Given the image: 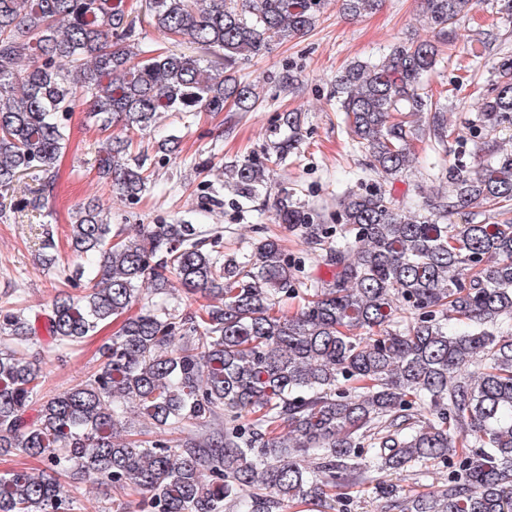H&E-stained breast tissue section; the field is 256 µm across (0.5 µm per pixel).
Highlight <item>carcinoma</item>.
<instances>
[{
	"mask_svg": "<svg viewBox=\"0 0 512 512\" xmlns=\"http://www.w3.org/2000/svg\"><path fill=\"white\" fill-rule=\"evenodd\" d=\"M325 0H151L160 32L213 50L224 66L159 52L136 32L127 0H0V191L23 175V207H44L66 144L58 114L81 107L120 128L99 173L133 198L153 173L132 154V134L163 112L252 111L257 85L236 64L305 36ZM381 0H344L359 17ZM474 0H424L430 26L453 34ZM431 41L398 46L336 75V105L352 140L382 177L416 159L409 117L427 111L422 77L436 69ZM288 131L266 162L230 166L228 187L258 196L296 149L302 113H281ZM512 129V55L503 54L468 130ZM429 130L441 146L464 135L437 106ZM450 194L424 201L428 215L392 203L382 189L348 193L336 221L350 237L329 243L330 226L287 191L279 224L322 246L331 281L294 315V266L272 238L242 255H219L191 224H140L112 232L95 203L78 208L70 245L88 292L61 291L47 332L60 360L121 317L99 349L98 368L77 387L36 403L41 361L29 358L35 327L0 310V454L41 459L36 474L0 476V512H76L60 477L79 472L118 495L109 512H288L294 501L325 503L365 470L418 476L450 466L448 485L398 502L401 512H512V150L476 168L441 172ZM485 206L503 219L454 224ZM178 285L193 310L156 296ZM139 312L129 316L133 307ZM136 408L143 438L128 426ZM224 426L202 437L218 420Z\"/></svg>",
	"mask_w": 512,
	"mask_h": 512,
	"instance_id": "1",
	"label": "carcinoma"
}]
</instances>
